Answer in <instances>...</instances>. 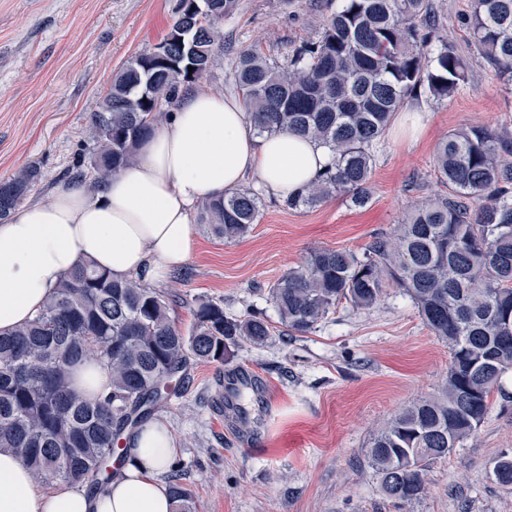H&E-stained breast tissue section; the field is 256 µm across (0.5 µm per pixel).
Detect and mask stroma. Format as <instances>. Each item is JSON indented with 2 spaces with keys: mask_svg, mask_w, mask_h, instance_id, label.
I'll return each mask as SVG.
<instances>
[{
  "mask_svg": "<svg viewBox=\"0 0 512 512\" xmlns=\"http://www.w3.org/2000/svg\"><path fill=\"white\" fill-rule=\"evenodd\" d=\"M177 0H0V181L37 165L28 201L48 200L94 144L91 116L115 74L167 34ZM328 0H240L220 24L224 46L194 82L197 90L236 93L233 68L247 49L286 62L316 38ZM468 82L454 95L408 97L422 112L413 143L384 136L375 152L372 198L363 208L342 195L289 209L260 197L251 233L227 243L194 224L195 247L182 273L161 292L189 329L198 301L222 303L229 316L265 314L273 339L242 342L224 363L196 362L157 416L178 444L175 470L194 512H512V491L491 477L512 456V389L494 394L475 437L431 465L425 494L398 508L368 467L370 438L403 406L435 393L449 351L409 298L388 290L372 308L345 304L305 335L276 322L268 286L302 265L314 247L363 253L374 237L403 222L427 197L446 194L433 157L462 126L512 128V85L470 57Z\"/></svg>",
  "mask_w": 512,
  "mask_h": 512,
  "instance_id": "obj_1",
  "label": "stroma"
}]
</instances>
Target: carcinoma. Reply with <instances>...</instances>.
<instances>
[{
    "instance_id": "cac0c4a2",
    "label": "carcinoma",
    "mask_w": 512,
    "mask_h": 512,
    "mask_svg": "<svg viewBox=\"0 0 512 512\" xmlns=\"http://www.w3.org/2000/svg\"><path fill=\"white\" fill-rule=\"evenodd\" d=\"M239 2L209 0L212 16L202 20L194 11L177 12L163 54L128 61L91 117L93 151L73 179L91 175L101 185L134 161L139 141L166 117L165 106L211 69L217 23ZM461 23L470 52L512 80V0H471ZM468 77V57L441 35L433 0H339L318 37L286 63L245 50L234 66L259 134L288 130L334 153L313 185L284 200L290 209L334 194L367 205L372 150L393 114L421 88L443 99ZM434 167L448 195L416 204L363 256L314 248L269 286L280 323L300 335L342 302L367 310L398 288L448 347L441 389L405 406L369 443L367 463L380 491L400 505L424 494L431 464L476 435L512 370V134L503 127L454 130L439 142ZM38 182L32 166L0 181L1 224ZM259 215L258 197L238 188L202 202L199 221L232 242ZM193 316L185 332L155 289L77 264L29 323L0 334V449L19 455L39 477L103 489L112 479L113 445L155 415L191 361L222 364L238 341L263 346L272 333L265 316L233 318L214 301L199 302ZM89 355L112 370L104 397L80 396L70 386V369ZM493 476L512 490L511 456L495 461ZM170 493L175 512H193L183 484L172 482Z\"/></svg>"
}]
</instances>
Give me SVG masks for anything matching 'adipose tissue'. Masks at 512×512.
Returning a JSON list of instances; mask_svg holds the SVG:
<instances>
[{
  "label": "adipose tissue",
  "instance_id": "adipose-tissue-1",
  "mask_svg": "<svg viewBox=\"0 0 512 512\" xmlns=\"http://www.w3.org/2000/svg\"><path fill=\"white\" fill-rule=\"evenodd\" d=\"M331 160L328 148L294 133L258 135L235 96L186 91L140 144L136 163L105 186L59 185L49 201L24 204L0 224V332L33 319L81 261L117 280L168 282L193 253L200 203L246 184L294 195ZM72 386L83 396L108 394L112 372L88 358ZM176 453L169 429L151 423L127 440L124 463L92 494L64 482L44 487L22 458L1 451L0 512H173L162 475Z\"/></svg>",
  "mask_w": 512,
  "mask_h": 512
}]
</instances>
